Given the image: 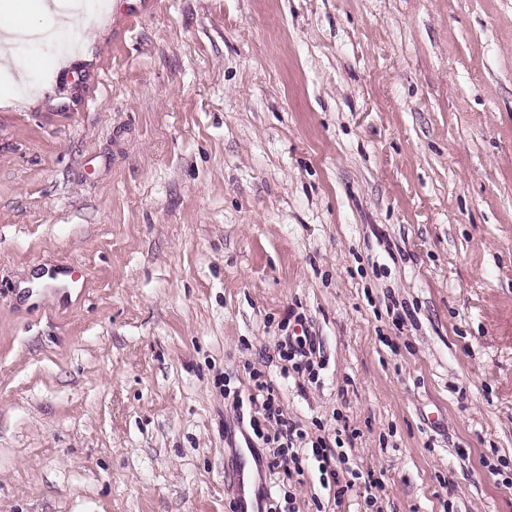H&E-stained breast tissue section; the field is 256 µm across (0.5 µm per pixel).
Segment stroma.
Instances as JSON below:
<instances>
[{"label": "stroma", "mask_w": 512, "mask_h": 512, "mask_svg": "<svg viewBox=\"0 0 512 512\" xmlns=\"http://www.w3.org/2000/svg\"><path fill=\"white\" fill-rule=\"evenodd\" d=\"M94 2L0 71V512L277 492L253 367L382 512H512V0ZM278 348L281 358L290 363L291 369L299 378L310 383L318 382L319 369H323L324 362L316 357L314 336L307 340H302L299 336L293 341L291 336L286 335L283 340L278 341Z\"/></svg>", "instance_id": "35a3bbf8"}]
</instances>
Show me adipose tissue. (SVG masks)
<instances>
[{
  "label": "adipose tissue",
  "mask_w": 512,
  "mask_h": 512,
  "mask_svg": "<svg viewBox=\"0 0 512 512\" xmlns=\"http://www.w3.org/2000/svg\"><path fill=\"white\" fill-rule=\"evenodd\" d=\"M44 27L59 33H83L88 29L87 16L79 11H51L47 0H0V34Z\"/></svg>",
  "instance_id": "ef3b65f1"
}]
</instances>
